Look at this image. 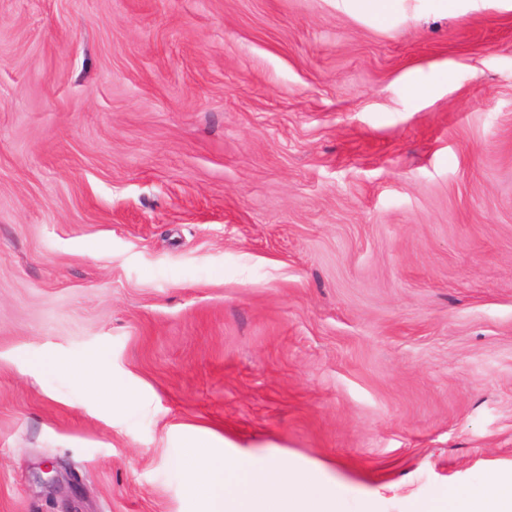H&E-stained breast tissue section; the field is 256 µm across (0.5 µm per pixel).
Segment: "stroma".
I'll return each instance as SVG.
<instances>
[{"instance_id": "stroma-1", "label": "stroma", "mask_w": 512, "mask_h": 512, "mask_svg": "<svg viewBox=\"0 0 512 512\" xmlns=\"http://www.w3.org/2000/svg\"><path fill=\"white\" fill-rule=\"evenodd\" d=\"M193 438L347 512L512 476V11L0 0V512H185ZM407 0H335L336 8L364 21L387 22L403 11Z\"/></svg>"}]
</instances>
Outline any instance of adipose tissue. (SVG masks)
Segmentation results:
<instances>
[{"label": "adipose tissue", "mask_w": 512, "mask_h": 512, "mask_svg": "<svg viewBox=\"0 0 512 512\" xmlns=\"http://www.w3.org/2000/svg\"><path fill=\"white\" fill-rule=\"evenodd\" d=\"M189 494L186 512H343L336 486L290 469L278 459L191 441L181 450ZM450 512H512V482L465 492Z\"/></svg>", "instance_id": "adipose-tissue-1"}]
</instances>
